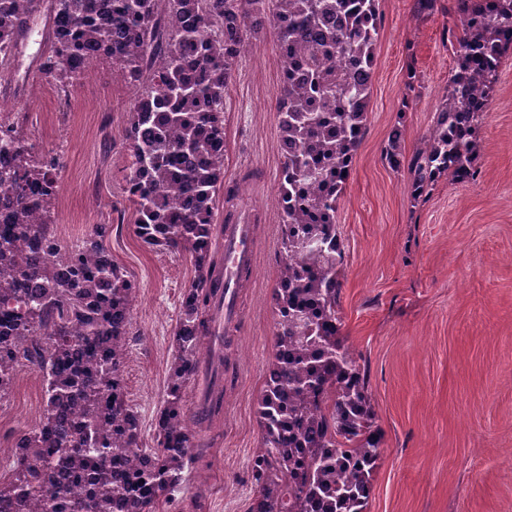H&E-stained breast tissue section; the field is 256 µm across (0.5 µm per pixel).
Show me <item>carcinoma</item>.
<instances>
[{
	"instance_id": "1",
	"label": "carcinoma",
	"mask_w": 512,
	"mask_h": 512,
	"mask_svg": "<svg viewBox=\"0 0 512 512\" xmlns=\"http://www.w3.org/2000/svg\"><path fill=\"white\" fill-rule=\"evenodd\" d=\"M37 0H0V56L13 54ZM52 54L38 71L61 90L85 60H112L135 90L125 127L132 167L126 193L146 244L191 255L175 355L157 417L156 447L141 445L138 412L125 396L126 338L138 286L94 224L61 251L52 210L63 159L36 151L14 123L0 124V399L26 363L43 378L38 422L18 434L11 473L0 479V512H156L192 460L185 394L197 375L216 274V210L239 219L236 185L224 186V99L235 66L272 35L299 57L304 78L281 77L276 101L283 154L276 197L282 261L272 294L273 355L258 399L262 443L250 461L249 512H365L383 450L361 368L341 336L343 243L337 204L366 129L379 0H49ZM461 29L432 130L410 156L394 126L383 156L407 165L419 199L442 177L477 174L479 127L512 50V0H448ZM194 22L182 28L176 17ZM363 66L350 81L333 53ZM64 253L68 273L57 270Z\"/></svg>"
}]
</instances>
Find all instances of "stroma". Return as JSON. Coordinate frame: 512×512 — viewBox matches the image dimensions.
I'll list each match as a JSON object with an SVG mask.
<instances>
[{"instance_id": "stroma-1", "label": "stroma", "mask_w": 512, "mask_h": 512, "mask_svg": "<svg viewBox=\"0 0 512 512\" xmlns=\"http://www.w3.org/2000/svg\"><path fill=\"white\" fill-rule=\"evenodd\" d=\"M412 0H380L366 130L353 158L337 224L342 334L365 376L384 450L365 512H512V53L479 129V174L440 179L411 194L406 169L382 151L395 124L406 150L429 134L455 66L444 39L457 18L416 20ZM51 53L44 14L0 67V99L37 148L62 155L54 226L62 244L90 225H110L112 258L138 284L126 351V396L137 409L143 445L155 424L185 291L195 278L189 254L145 244L134 232L125 193L124 140L135 95L107 58L92 60L68 90L38 72ZM281 59L272 38L242 57L224 106V180L239 182L242 217L253 221L257 252L235 294L238 324L227 334L228 373L220 415L185 409L194 458L159 512H249V464L261 443L257 401L273 352L271 303L281 261L275 209L283 157L276 96ZM42 378L16 370L0 400V473L12 464L19 431L38 420Z\"/></svg>"}]
</instances>
